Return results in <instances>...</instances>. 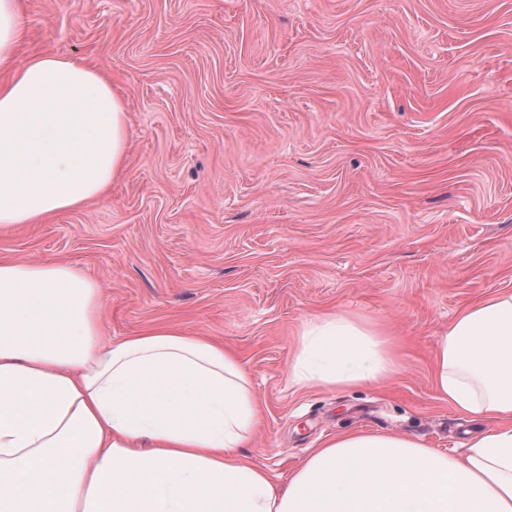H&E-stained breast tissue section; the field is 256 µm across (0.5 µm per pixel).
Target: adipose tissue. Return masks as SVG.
<instances>
[{"label": "adipose tissue", "mask_w": 512, "mask_h": 512, "mask_svg": "<svg viewBox=\"0 0 512 512\" xmlns=\"http://www.w3.org/2000/svg\"><path fill=\"white\" fill-rule=\"evenodd\" d=\"M19 0H0V230L104 197L128 150L125 103L101 72L19 60ZM103 291L68 265L0 258V512H512V291L439 336L436 392L474 423L463 455L391 433L326 440L282 488L243 454L261 415L247 367L173 325L105 338ZM389 332L306 319L298 385L381 384Z\"/></svg>", "instance_id": "ef3b65f1"}]
</instances>
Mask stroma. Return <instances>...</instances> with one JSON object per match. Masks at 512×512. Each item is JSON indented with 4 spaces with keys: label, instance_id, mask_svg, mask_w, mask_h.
I'll list each match as a JSON object with an SVG mask.
<instances>
[{
    "label": "stroma",
    "instance_id": "stroma-1",
    "mask_svg": "<svg viewBox=\"0 0 512 512\" xmlns=\"http://www.w3.org/2000/svg\"><path fill=\"white\" fill-rule=\"evenodd\" d=\"M20 4V58L98 67L129 146L105 197L0 231V256L98 283L112 338L173 324L232 348L274 486L348 431L463 454L431 362L458 311L512 291V0ZM329 312L389 329L400 372L291 383L303 320Z\"/></svg>",
    "mask_w": 512,
    "mask_h": 512
}]
</instances>
